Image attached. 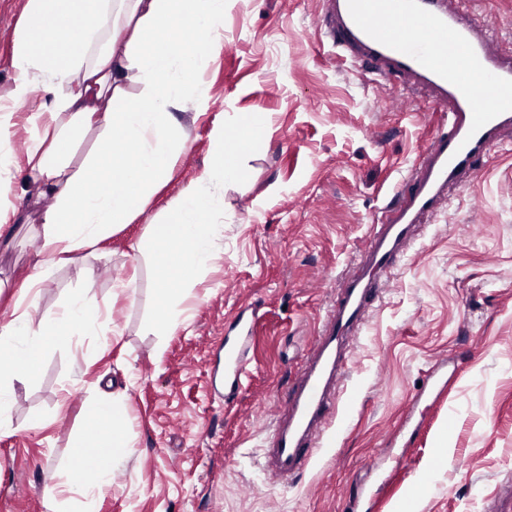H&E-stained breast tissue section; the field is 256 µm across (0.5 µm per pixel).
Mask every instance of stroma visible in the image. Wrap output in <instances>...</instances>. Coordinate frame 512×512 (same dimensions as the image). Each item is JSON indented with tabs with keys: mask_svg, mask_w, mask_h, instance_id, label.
<instances>
[{
	"mask_svg": "<svg viewBox=\"0 0 512 512\" xmlns=\"http://www.w3.org/2000/svg\"><path fill=\"white\" fill-rule=\"evenodd\" d=\"M26 0H0V98ZM319 0H230L222 61L204 78L211 106L188 123L187 149L154 197L163 211L212 153L221 114L268 129L247 185L224 192V254L190 291V320L161 336L148 252L132 245L137 219L78 252L45 282L31 312L55 315L77 289L109 310L118 332L85 336L43 354L0 410V512H48L59 477L101 392L127 395L128 463L94 503L75 512H351L356 487L388 482L369 512H486L512 480V131L481 159L482 175L455 191L397 261L394 281L349 369L356 412L333 425L312 471L281 485L261 444L324 317L337 277L364 241L395 171L409 170L435 132L422 89L363 83L316 39ZM405 95L404 108L392 104ZM278 193H269L270 185ZM51 197L17 200L0 228V325L34 274ZM127 284L115 292V281ZM263 304L256 368L227 410L207 407L206 360L224 321ZM467 346L473 361L449 377L444 400L423 410L417 441L386 440L431 363ZM447 434V448L437 438Z\"/></svg>",
	"mask_w": 512,
	"mask_h": 512,
	"instance_id": "35a3bbf8",
	"label": "stroma"
}]
</instances>
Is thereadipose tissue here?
I'll list each match as a JSON object with an SVG mask.
<instances>
[{
	"mask_svg": "<svg viewBox=\"0 0 512 512\" xmlns=\"http://www.w3.org/2000/svg\"><path fill=\"white\" fill-rule=\"evenodd\" d=\"M227 2L27 0L11 57L13 88L0 99V224L16 212L11 144L14 115L27 105L36 107L28 118L27 177L55 200L42 216L37 281L71 254L147 217V237L136 248L151 255L159 295L155 326L162 334L188 320L187 291L224 252V190L247 179L245 161L258 139L243 116L235 118L241 131L234 139L225 138L223 120H215L211 159L164 217L149 216L158 187L186 150L184 115L210 106L202 73L224 50ZM94 127L100 134L93 154L69 170L75 142ZM110 330L81 291L55 317L37 321L30 310L16 313L0 326V408L49 345ZM126 410L119 393L90 410L87 437L63 482L87 502L126 466L127 434L109 425Z\"/></svg>",
	"mask_w": 512,
	"mask_h": 512,
	"instance_id": "obj_1",
	"label": "adipose tissue"
}]
</instances>
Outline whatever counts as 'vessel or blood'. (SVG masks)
I'll return each instance as SVG.
<instances>
[{
    "label": "vessel or blood",
    "instance_id": "obj_1",
    "mask_svg": "<svg viewBox=\"0 0 512 512\" xmlns=\"http://www.w3.org/2000/svg\"><path fill=\"white\" fill-rule=\"evenodd\" d=\"M321 2L313 22L321 43L373 84L398 79L427 87L441 119L418 162L392 186V198L374 218L364 246L351 257L266 441L267 470L287 482L312 469L325 429L355 411L356 395L343 393L344 364L417 224L441 212L449 187L463 188L480 177L477 160L501 130L512 127V54L502 51L503 36L494 24L471 17L465 0L454 8L450 0ZM259 311L256 305L243 308L224 324L219 343L224 359L211 369V396L225 405L242 391ZM471 360L466 353L450 364L434 363L415 402L438 401L449 371H462Z\"/></svg>",
    "mask_w": 512,
    "mask_h": 512
}]
</instances>
